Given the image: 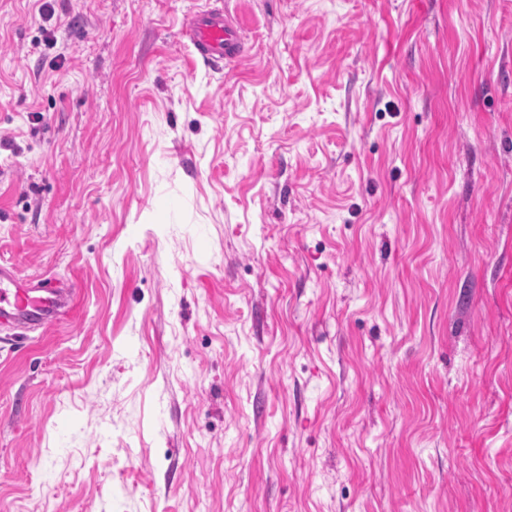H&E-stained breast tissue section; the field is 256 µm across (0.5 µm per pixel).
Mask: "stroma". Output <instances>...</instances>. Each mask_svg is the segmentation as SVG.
<instances>
[{"mask_svg":"<svg viewBox=\"0 0 512 512\" xmlns=\"http://www.w3.org/2000/svg\"><path fill=\"white\" fill-rule=\"evenodd\" d=\"M41 2L0 264L78 296L0 333V512H512V0ZM196 53L214 66L234 61L243 52V37L228 14L202 11L192 15L185 30Z\"/></svg>","mask_w":512,"mask_h":512,"instance_id":"stroma-1","label":"stroma"}]
</instances>
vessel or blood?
Masks as SVG:
<instances>
[{
    "mask_svg": "<svg viewBox=\"0 0 512 512\" xmlns=\"http://www.w3.org/2000/svg\"><path fill=\"white\" fill-rule=\"evenodd\" d=\"M185 36L196 53L214 66L243 52V37L229 15L202 11L192 15ZM77 290L71 283L19 280L13 267L0 264V328L36 332L68 320Z\"/></svg>",
    "mask_w": 512,
    "mask_h": 512,
    "instance_id": "1",
    "label": "vessel or blood"
}]
</instances>
